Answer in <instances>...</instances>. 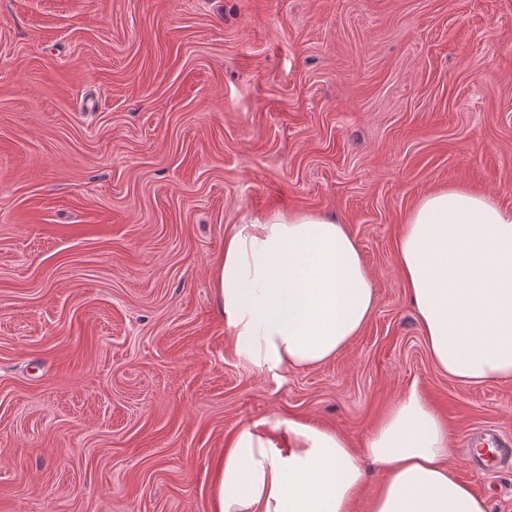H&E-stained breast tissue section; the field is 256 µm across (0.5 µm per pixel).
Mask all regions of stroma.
<instances>
[{"mask_svg": "<svg viewBox=\"0 0 512 512\" xmlns=\"http://www.w3.org/2000/svg\"><path fill=\"white\" fill-rule=\"evenodd\" d=\"M512 207V0H0V512H215L245 427L362 448L417 388L457 476L512 434V380L432 362L396 241L427 192ZM336 216L375 310L327 363L272 374L208 271L242 218ZM487 434L481 431L471 432L466 440L464 457L471 469H479L484 472L493 471L497 468L500 458L510 455L512 448L510 443L504 445L496 439L486 437ZM492 445V449L489 445Z\"/></svg>", "mask_w": 512, "mask_h": 512, "instance_id": "35a3bbf8", "label": "stroma"}]
</instances>
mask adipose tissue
<instances>
[{
    "label": "adipose tissue",
    "mask_w": 512,
    "mask_h": 512,
    "mask_svg": "<svg viewBox=\"0 0 512 512\" xmlns=\"http://www.w3.org/2000/svg\"><path fill=\"white\" fill-rule=\"evenodd\" d=\"M402 283L435 364L465 386L512 380V208L463 187L424 195L397 241ZM237 351L260 369L320 365L372 316L376 293L344 224L281 211L237 224L209 271ZM288 450L240 429L224 451L217 512H350L361 456L381 474L367 512H488L448 463V431L416 388L362 450L339 432L288 425Z\"/></svg>",
    "instance_id": "obj_1"
}]
</instances>
